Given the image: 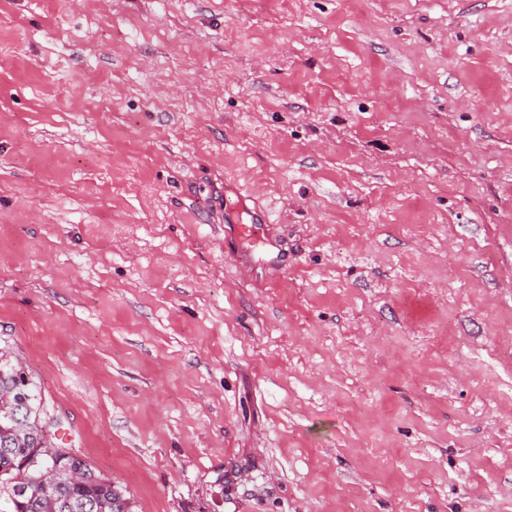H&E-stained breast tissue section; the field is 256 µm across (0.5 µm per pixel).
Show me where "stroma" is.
<instances>
[{"label": "stroma", "mask_w": 512, "mask_h": 512, "mask_svg": "<svg viewBox=\"0 0 512 512\" xmlns=\"http://www.w3.org/2000/svg\"><path fill=\"white\" fill-rule=\"evenodd\" d=\"M5 346L138 512H512V0H0ZM239 205L240 204H235L233 206L234 219L229 218L227 220V224H230V226L226 232L230 233L234 237L252 241V243L256 245L261 244L264 248H267L268 245H272V243L268 239L264 238L259 231L260 229L257 224H264L263 218L257 213L251 214V225L242 224V221L238 217Z\"/></svg>", "instance_id": "obj_1"}]
</instances>
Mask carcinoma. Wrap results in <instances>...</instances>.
Masks as SVG:
<instances>
[{
    "label": "carcinoma",
    "mask_w": 512,
    "mask_h": 512,
    "mask_svg": "<svg viewBox=\"0 0 512 512\" xmlns=\"http://www.w3.org/2000/svg\"><path fill=\"white\" fill-rule=\"evenodd\" d=\"M21 368L12 352L0 349V391H9L12 401L27 404L21 430L12 419L13 405L0 408V498L10 501V512H135L126 490L74 454L58 459L54 484L43 483L41 466L30 465V459L42 446L41 416L47 403L35 380H22ZM77 470L86 479L75 486L70 478Z\"/></svg>",
    "instance_id": "cac0c4a2"
}]
</instances>
